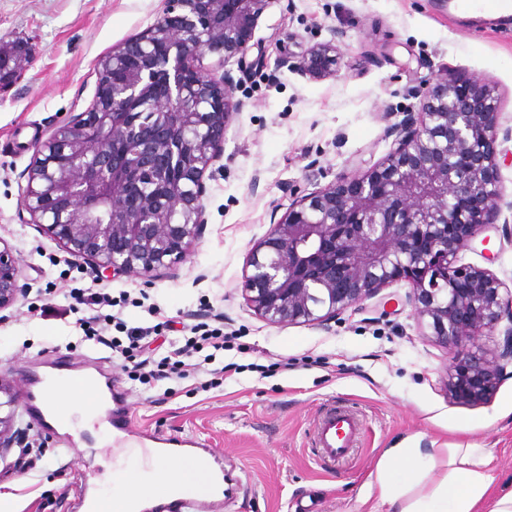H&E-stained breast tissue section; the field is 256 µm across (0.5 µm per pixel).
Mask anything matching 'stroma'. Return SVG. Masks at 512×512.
Returning a JSON list of instances; mask_svg holds the SVG:
<instances>
[{"mask_svg": "<svg viewBox=\"0 0 512 512\" xmlns=\"http://www.w3.org/2000/svg\"><path fill=\"white\" fill-rule=\"evenodd\" d=\"M167 0H0V38L26 41L29 70L0 93V242L18 259L16 302L0 311V383L21 396L27 372L61 351L102 357L79 343L72 292L106 293L128 324L159 308L160 320L187 325L222 318L234 369L204 391L200 376L173 394L130 380L123 359L107 366L125 393L136 427L189 436L224 458L238 488L222 512H362L358 491L382 449L402 441L479 444L496 471L512 474V376L477 403L449 397L446 353L422 332L407 282L399 281L328 326L278 325L248 303L243 277L251 250L297 193L327 186L384 159L389 129L417 112L437 76L493 87L499 110L498 164L512 223V19L460 21L446 0H271L244 52L223 62L242 106L224 133V172L206 179L205 225L185 262L152 278H99L93 267L31 224L20 205L41 143L67 115L86 110L97 63L165 13ZM332 44L329 73L313 78L280 59ZM458 262L492 271L512 290V240L490 229ZM289 362L288 370L276 361ZM332 408L352 413L359 434L332 461L315 430ZM14 447L0 451V492L13 512H76L85 489H113L127 449L103 432L75 430L70 445L32 423L12 421Z\"/></svg>", "mask_w": 512, "mask_h": 512, "instance_id": "35a3bbf8", "label": "stroma"}]
</instances>
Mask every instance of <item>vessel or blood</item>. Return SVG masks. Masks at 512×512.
<instances>
[{
  "label": "vessel or blood",
  "mask_w": 512,
  "mask_h": 512,
  "mask_svg": "<svg viewBox=\"0 0 512 512\" xmlns=\"http://www.w3.org/2000/svg\"><path fill=\"white\" fill-rule=\"evenodd\" d=\"M50 384L60 387L75 406L86 411H95L98 403L107 404V422L112 429L113 442H123L130 435L137 436L139 447L147 449L149 458H185L201 473L196 488L168 495L154 504L145 506L136 494L116 492L109 498L94 497L85 512H215L217 506L233 493V479L213 449L200 447L190 438L164 437L146 430L132 433L126 407L103 360L78 366L61 359L55 362L52 375L33 373L23 393L25 410L33 421H41L44 416V393ZM356 431L357 424L353 419L329 413L317 428V445L326 457L334 460L344 457Z\"/></svg>",
  "instance_id": "obj_1"
}]
</instances>
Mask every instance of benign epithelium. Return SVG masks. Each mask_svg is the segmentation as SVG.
Segmentation results:
<instances>
[{
	"label": "benign epithelium",
	"instance_id": "7a95c632",
	"mask_svg": "<svg viewBox=\"0 0 512 512\" xmlns=\"http://www.w3.org/2000/svg\"><path fill=\"white\" fill-rule=\"evenodd\" d=\"M270 0H170L154 25L98 62L88 108L54 128L28 170L22 207L33 223L104 277L147 278L188 255L204 225L205 173L224 170V130L240 108L224 60L246 48ZM335 47L278 66L321 77ZM31 49L0 38V91L27 70ZM436 78L391 127L379 163L296 197L250 253L245 292L276 324L326 326L404 280L419 319L447 351L448 395L489 397L512 365V293L490 270L456 264L459 251L501 213L498 110L490 88L468 93ZM69 164L58 169L53 156ZM21 291L18 259L0 248V311ZM503 343L483 337L502 321Z\"/></svg>",
	"mask_w": 512,
	"mask_h": 512
}]
</instances>
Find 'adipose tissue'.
<instances>
[{
  "instance_id": "obj_1",
  "label": "adipose tissue",
  "mask_w": 512,
  "mask_h": 512,
  "mask_svg": "<svg viewBox=\"0 0 512 512\" xmlns=\"http://www.w3.org/2000/svg\"><path fill=\"white\" fill-rule=\"evenodd\" d=\"M478 445L383 449L359 493L368 512H512V478Z\"/></svg>"
}]
</instances>
